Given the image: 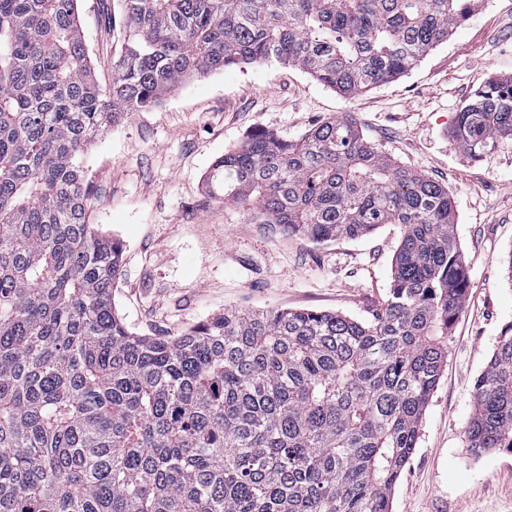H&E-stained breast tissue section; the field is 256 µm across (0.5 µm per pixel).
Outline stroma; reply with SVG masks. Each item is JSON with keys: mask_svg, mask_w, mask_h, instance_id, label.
Instances as JSON below:
<instances>
[{"mask_svg": "<svg viewBox=\"0 0 512 512\" xmlns=\"http://www.w3.org/2000/svg\"><path fill=\"white\" fill-rule=\"evenodd\" d=\"M77 12L96 75L111 84L123 40L112 25L119 0H78ZM492 76L512 77V0H485L407 75L356 97L297 68H227L131 114L84 157L96 192L90 221L125 245L116 310L131 331L165 339L227 309L365 320L389 291L399 225L318 244L268 232L246 208L210 195L214 162L252 133L294 139L348 113L399 166L447 188L471 288L393 512H512V453L473 456L466 436L475 381L512 322V139L472 157L452 138L457 112Z\"/></svg>", "mask_w": 512, "mask_h": 512, "instance_id": "1", "label": "stroma"}]
</instances>
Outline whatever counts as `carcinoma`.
<instances>
[{
	"label": "carcinoma",
	"mask_w": 512,
	"mask_h": 512,
	"mask_svg": "<svg viewBox=\"0 0 512 512\" xmlns=\"http://www.w3.org/2000/svg\"><path fill=\"white\" fill-rule=\"evenodd\" d=\"M77 0H0V512H392L470 288L448 189L350 115L258 131L208 176L257 223L316 243L398 224L364 322L227 311L168 339L112 302L123 243L88 223L84 148L186 80L275 62L355 96L411 71L482 0H121L112 84ZM512 138L491 77L452 138ZM470 453L512 452V324L475 382Z\"/></svg>",
	"instance_id": "obj_1"
}]
</instances>
